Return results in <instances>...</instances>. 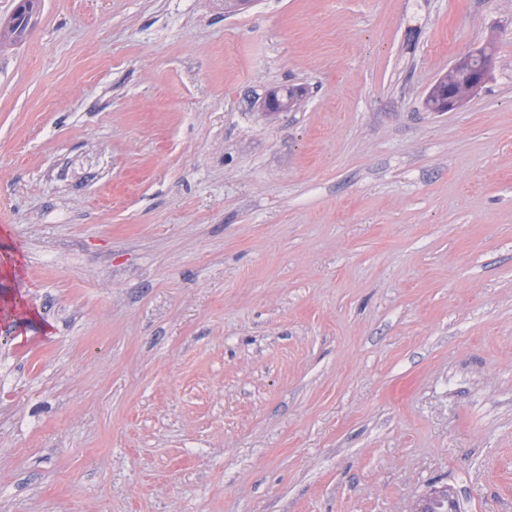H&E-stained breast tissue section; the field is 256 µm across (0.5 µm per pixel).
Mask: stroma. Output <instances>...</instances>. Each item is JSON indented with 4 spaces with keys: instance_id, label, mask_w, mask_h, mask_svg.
<instances>
[{
    "instance_id": "1",
    "label": "stroma",
    "mask_w": 512,
    "mask_h": 512,
    "mask_svg": "<svg viewBox=\"0 0 512 512\" xmlns=\"http://www.w3.org/2000/svg\"><path fill=\"white\" fill-rule=\"evenodd\" d=\"M4 227L0 512H512V0H42ZM465 58L469 59L468 66L451 69L448 74L445 75L448 81H451L455 85L464 86L469 85L466 91L456 90L448 87L447 85L441 84L438 88V108L439 112H448L457 108L467 98H469L474 92H476L487 80L488 72L492 67V63L488 62L484 68L474 73L470 79L471 69L479 64L483 63L485 59L490 58L483 50H476L470 52ZM437 98L434 95V86L431 89L427 104L432 109L437 111ZM457 506L448 487L433 490L419 499L414 512H457Z\"/></svg>"
}]
</instances>
